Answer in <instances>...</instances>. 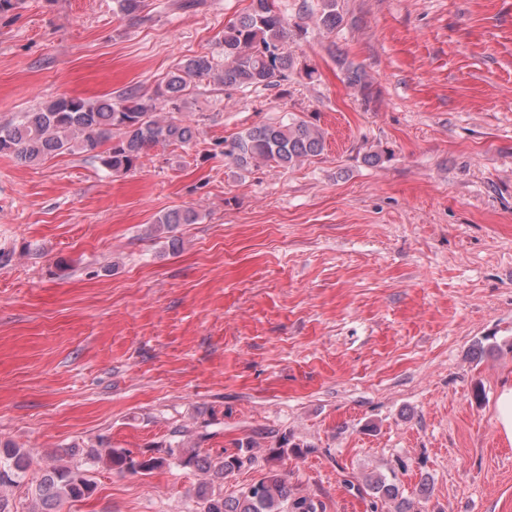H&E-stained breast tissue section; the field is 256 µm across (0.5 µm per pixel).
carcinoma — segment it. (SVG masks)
Returning <instances> with one entry per match:
<instances>
[{"mask_svg":"<svg viewBox=\"0 0 512 512\" xmlns=\"http://www.w3.org/2000/svg\"><path fill=\"white\" fill-rule=\"evenodd\" d=\"M342 22L339 0H320L317 23L322 28L332 33ZM287 42L288 20L275 0H251L242 16L224 26L222 62L207 55L180 62L168 73L164 88L154 98L134 88L96 104L80 98H56L0 124V154H12L35 165L53 155L94 152L107 143L102 165L114 174L127 173L151 147L192 141L195 129L179 114L186 107V91L193 80L206 77L243 90L273 87L294 68ZM323 149L322 131L311 122L291 116L246 130L224 144V156L237 168L248 171L259 165L290 168L320 155ZM198 219L193 209H173L157 218L155 228L170 233L177 225L194 224ZM105 457L113 469L142 474L166 462V457L135 458L112 448ZM24 459L25 453L19 448L7 444L0 448V487L20 483ZM180 462L219 479L244 464L241 455L211 458L195 453L180 455ZM368 487L380 501H393L399 496L396 483L384 478L369 481ZM95 489V482L84 470L60 458L42 475L35 495L42 512H58L62 502L88 498ZM197 498L200 512H316L312 501L295 494L274 470L235 495L226 496L213 483H204L198 487Z\"/></svg>","mask_w":512,"mask_h":512,"instance_id":"cac0c4a2","label":"carcinoma"}]
</instances>
